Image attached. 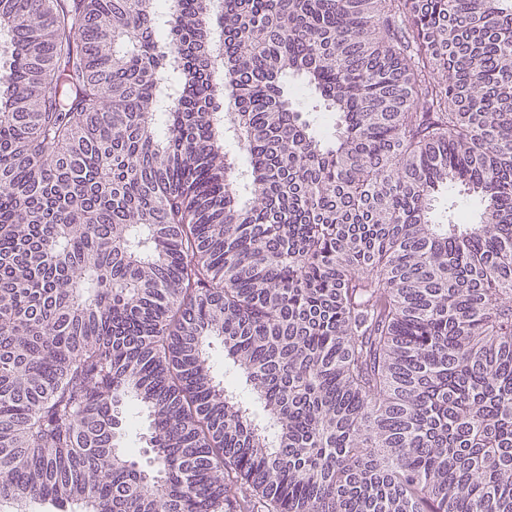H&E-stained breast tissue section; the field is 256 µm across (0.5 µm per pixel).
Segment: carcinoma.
Masks as SVG:
<instances>
[{"mask_svg": "<svg viewBox=\"0 0 512 512\" xmlns=\"http://www.w3.org/2000/svg\"><path fill=\"white\" fill-rule=\"evenodd\" d=\"M216 12L0 0V512H512V0ZM455 201L458 209L466 212L468 216L478 217L482 211V204L475 196L458 195L457 190L448 189V193L442 194L434 202V214L438 220L444 219L445 208H448V202ZM145 433L146 423L144 418L140 415L138 417L135 410H130L126 415V426L120 440V446L126 453L143 463L149 456L144 453L145 448H147L145 438H143Z\"/></svg>", "mask_w": 512, "mask_h": 512, "instance_id": "carcinoma-1", "label": "carcinoma"}]
</instances>
